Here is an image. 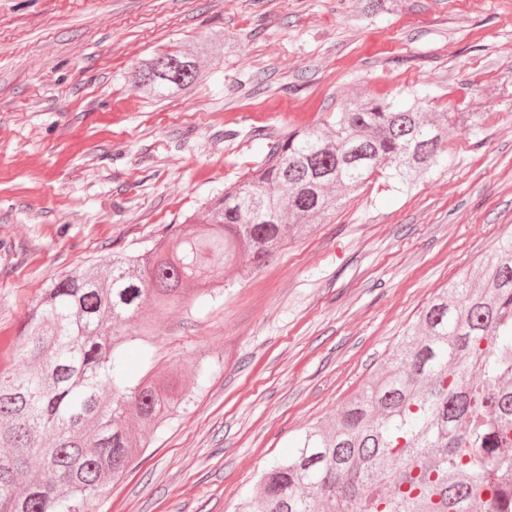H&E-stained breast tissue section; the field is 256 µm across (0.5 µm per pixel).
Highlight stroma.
Segmentation results:
<instances>
[{
  "mask_svg": "<svg viewBox=\"0 0 512 512\" xmlns=\"http://www.w3.org/2000/svg\"><path fill=\"white\" fill-rule=\"evenodd\" d=\"M0 0V369L61 276L149 250L251 174L270 141L363 92L462 112L448 161L374 180L205 305L156 317L132 380L181 368L187 410L148 434L96 512H237L304 430L372 379L448 282L512 235V0ZM230 40L191 93L130 86L143 58ZM205 365L207 379L196 382Z\"/></svg>",
  "mask_w": 512,
  "mask_h": 512,
  "instance_id": "1",
  "label": "stroma"
}]
</instances>
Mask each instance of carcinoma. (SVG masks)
I'll list each match as a JSON object with an SVG mask.
<instances>
[{"label":"carcinoma","instance_id":"obj_1","mask_svg":"<svg viewBox=\"0 0 512 512\" xmlns=\"http://www.w3.org/2000/svg\"><path fill=\"white\" fill-rule=\"evenodd\" d=\"M226 48L155 54L129 83L185 92L203 78L196 57L217 66ZM427 113L356 95L328 126L269 142L255 174L168 248L53 282L18 336L23 369L0 374V512H94L104 480L145 447L139 429L190 402L128 377L119 326L149 335L151 312L187 284L215 298L218 261L258 269L377 174L407 186L447 161L459 113ZM478 278L438 293L373 381L262 473L243 512H512V237Z\"/></svg>","mask_w":512,"mask_h":512}]
</instances>
